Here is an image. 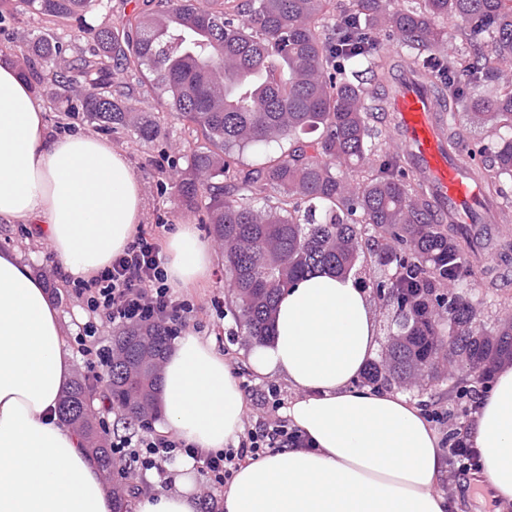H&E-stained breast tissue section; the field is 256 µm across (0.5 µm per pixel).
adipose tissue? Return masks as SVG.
I'll list each match as a JSON object with an SVG mask.
<instances>
[{
    "instance_id": "adipose-tissue-1",
    "label": "adipose tissue",
    "mask_w": 512,
    "mask_h": 512,
    "mask_svg": "<svg viewBox=\"0 0 512 512\" xmlns=\"http://www.w3.org/2000/svg\"><path fill=\"white\" fill-rule=\"evenodd\" d=\"M143 208L126 156L97 136L49 137L29 84L0 62V223L36 225L62 272L87 280L132 243ZM165 250L173 286L210 277L213 250L194 225H178ZM63 336L42 280L19 251H0V512H115L80 436L59 417L72 375ZM378 346L357 277L324 268L284 289L269 339L248 360L291 386L283 415L310 445L243 464L224 512H448V463L423 410L361 381ZM161 386L166 432L205 453L237 444L245 398L213 342L177 337ZM470 436L484 486L512 504V364L482 390ZM193 468L181 459L173 489L137 500L133 512H198Z\"/></svg>"
}]
</instances>
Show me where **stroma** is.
Listing matches in <instances>:
<instances>
[{
	"label": "stroma",
	"instance_id": "stroma-1",
	"mask_svg": "<svg viewBox=\"0 0 512 512\" xmlns=\"http://www.w3.org/2000/svg\"><path fill=\"white\" fill-rule=\"evenodd\" d=\"M44 33L62 42L71 54L87 52L94 47L93 41L74 26H61L41 15L18 12L0 24V60L9 61L13 67H21V41ZM162 125L166 134L153 144L142 143L123 129L106 135L113 148L125 154L142 185L144 214L139 229L163 240L176 225L187 223L195 225L202 235H209L210 226L205 210L186 207L171 185L172 179L180 177L186 170V155L190 148L197 145V134L187 125L171 118L163 119ZM34 233L35 227L31 224L0 223V248L19 249L36 271L45 277L52 299L65 322L64 343L73 354V374L92 380L94 372L86 357L79 353L75 338L81 335L85 323L90 321L97 325L101 343L108 346L112 343L114 326L105 315H95L84 308L66 282L53 254L46 244L36 243ZM487 268L492 269L497 277L498 289L486 288L483 271ZM474 271V289L480 300L478 309L482 318L512 317V256L490 258L486 264L475 265ZM173 294L194 304L191 320L186 326L176 327V335L189 331L214 341L217 350L223 354L240 381L246 402V421L254 420L258 413L256 400L268 386H276L282 399H291L292 392L286 382L276 376L256 375L247 362L249 345L240 329L234 297L225 280L223 255H216L215 271L209 280L192 288L174 289ZM476 387L473 376L459 372L450 380L442 378L425 385H402L398 391L423 409L431 426L444 438L451 426L467 420L458 398L459 391H471ZM103 392V385L92 380L89 394L96 411L104 412L109 431L139 430V422L128 419L120 409H105ZM474 487L468 474L454 479L444 478L443 488L451 502L450 512H499V504L486 494L475 493Z\"/></svg>",
	"mask_w": 512,
	"mask_h": 512
}]
</instances>
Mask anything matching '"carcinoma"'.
I'll list each match as a JSON object with an SVG mask.
<instances>
[{"label":"carcinoma","instance_id":"obj_1","mask_svg":"<svg viewBox=\"0 0 512 512\" xmlns=\"http://www.w3.org/2000/svg\"><path fill=\"white\" fill-rule=\"evenodd\" d=\"M97 0H0L56 22H74L96 49L71 60L52 37L23 45L24 75L48 79L66 112L102 130L127 129L152 143L162 134L152 112L135 108L136 88L115 78L140 75L168 114L201 131L188 176L174 184L182 203L206 209L224 252V274L248 343L262 340L279 293L320 267L347 274L368 257L382 277L367 283L388 310L384 358L370 383H413L461 369L486 379L512 362V319L488 327L478 317L465 248L456 224H442L429 189L400 156L383 151L390 134L385 97L393 71L422 67L448 107V138L461 144L489 198L512 179V83L493 90L491 62L512 64V0H143L117 25L95 30L86 15ZM450 17L460 38L444 53ZM399 37L396 56L372 33ZM379 89L366 105L355 66ZM317 131L306 141L302 135ZM288 144L243 169L234 155ZM170 331L163 324L124 327L112 336L104 398L135 418L158 414L161 364ZM80 431L103 474L116 473L112 498L124 506L134 487L112 454L108 433L74 379L59 406Z\"/></svg>","mask_w":512,"mask_h":512}]
</instances>
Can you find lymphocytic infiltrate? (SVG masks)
Masks as SVG:
<instances>
[{
  "label": "lymphocytic infiltrate",
  "instance_id": "1",
  "mask_svg": "<svg viewBox=\"0 0 512 512\" xmlns=\"http://www.w3.org/2000/svg\"><path fill=\"white\" fill-rule=\"evenodd\" d=\"M76 296L89 312L103 313L113 324L169 323L187 318L194 305L176 299L167 283L165 260L157 239L138 235L111 265L95 277L73 283ZM271 408L245 429L237 446L204 457V468L213 486L220 487L246 460L270 448H305L309 442L298 429L279 415L282 402L276 388H269ZM113 453L145 471H162L178 454H192L193 446L172 435L118 437L112 441Z\"/></svg>",
  "mask_w": 512,
  "mask_h": 512
}]
</instances>
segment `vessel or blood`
<instances>
[{
	"label": "vessel or blood",
	"instance_id": "vessel-or-blood-1",
	"mask_svg": "<svg viewBox=\"0 0 512 512\" xmlns=\"http://www.w3.org/2000/svg\"><path fill=\"white\" fill-rule=\"evenodd\" d=\"M388 108L396 116L395 139L402 152L428 181L449 217L467 225L475 237L489 231L501 235L512 233L511 227L501 224L470 223L468 209L479 197L480 189L467 174L468 158L446 141L438 121L439 102L430 93L426 79L404 75Z\"/></svg>",
	"mask_w": 512,
	"mask_h": 512
}]
</instances>
